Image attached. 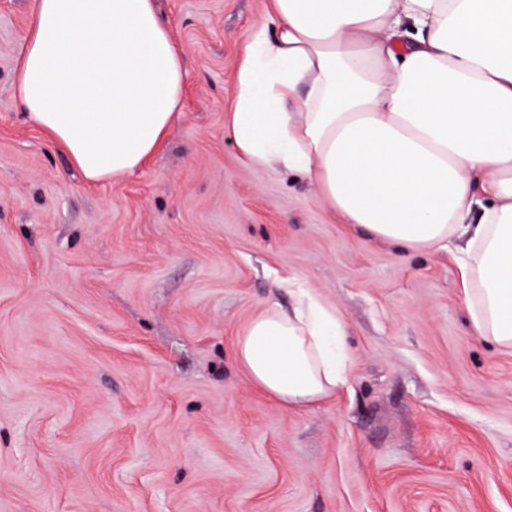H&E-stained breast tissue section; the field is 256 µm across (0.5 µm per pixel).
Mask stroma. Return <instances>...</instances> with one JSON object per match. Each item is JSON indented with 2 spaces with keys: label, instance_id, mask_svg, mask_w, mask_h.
Segmentation results:
<instances>
[{
  "label": "stroma",
  "instance_id": "obj_1",
  "mask_svg": "<svg viewBox=\"0 0 512 512\" xmlns=\"http://www.w3.org/2000/svg\"><path fill=\"white\" fill-rule=\"evenodd\" d=\"M36 0H0V512H512V348L473 334L458 267L343 223L235 149L267 0H158L182 110L88 184L20 107ZM335 309L346 390L291 410L234 339L283 279Z\"/></svg>",
  "mask_w": 512,
  "mask_h": 512
}]
</instances>
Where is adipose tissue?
<instances>
[{
	"mask_svg": "<svg viewBox=\"0 0 512 512\" xmlns=\"http://www.w3.org/2000/svg\"><path fill=\"white\" fill-rule=\"evenodd\" d=\"M154 0H36L15 71L25 112L85 182L153 154L182 106ZM233 141L297 174L369 238L453 250L474 332L512 348V0H269L237 74ZM235 339L291 409L349 382L345 331L307 288Z\"/></svg>",
	"mask_w": 512,
	"mask_h": 512,
	"instance_id": "obj_1",
	"label": "adipose tissue"
}]
</instances>
